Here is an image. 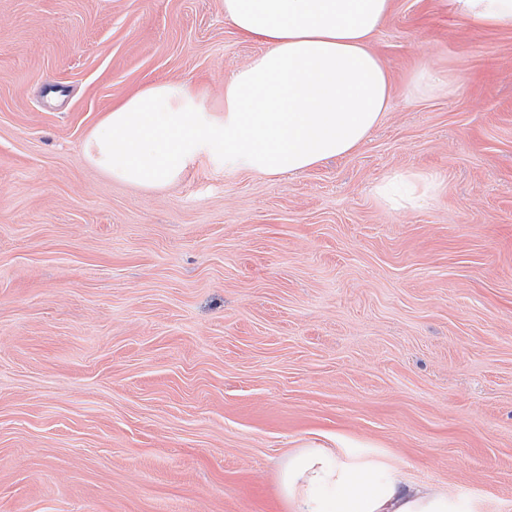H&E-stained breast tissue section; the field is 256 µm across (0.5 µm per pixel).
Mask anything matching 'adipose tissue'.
<instances>
[{
    "instance_id": "1",
    "label": "adipose tissue",
    "mask_w": 512,
    "mask_h": 512,
    "mask_svg": "<svg viewBox=\"0 0 512 512\" xmlns=\"http://www.w3.org/2000/svg\"><path fill=\"white\" fill-rule=\"evenodd\" d=\"M483 28L512 31V0H450ZM393 0H224V18L263 46L224 78V108L190 85H147L88 133V162L117 181L160 188L203 160L275 178L358 150L388 111L389 70L370 39ZM278 493L288 512H473L408 479L384 454L345 445L289 453Z\"/></svg>"
}]
</instances>
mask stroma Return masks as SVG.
<instances>
[{"mask_svg": "<svg viewBox=\"0 0 512 512\" xmlns=\"http://www.w3.org/2000/svg\"><path fill=\"white\" fill-rule=\"evenodd\" d=\"M371 45L394 96L356 152L147 189L87 162L104 112L221 108L261 45L224 0H0V512H285L327 436L512 512V31L394 0ZM419 172L427 205L378 197Z\"/></svg>", "mask_w": 512, "mask_h": 512, "instance_id": "1", "label": "stroma"}]
</instances>
